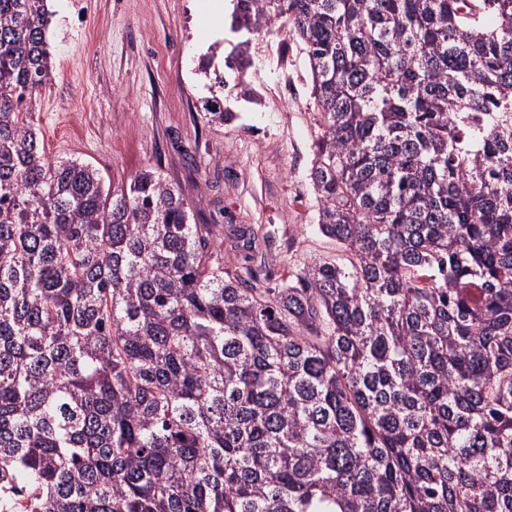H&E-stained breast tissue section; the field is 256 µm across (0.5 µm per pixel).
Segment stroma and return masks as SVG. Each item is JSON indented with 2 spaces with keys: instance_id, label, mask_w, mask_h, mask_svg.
<instances>
[{
  "instance_id": "1",
  "label": "stroma",
  "mask_w": 512,
  "mask_h": 512,
  "mask_svg": "<svg viewBox=\"0 0 512 512\" xmlns=\"http://www.w3.org/2000/svg\"><path fill=\"white\" fill-rule=\"evenodd\" d=\"M52 0L54 79L38 95L33 121L47 156L97 168L122 186L154 166L179 181L199 224L224 231V261L259 274L276 288L305 264L348 265L350 255L317 227L309 187L314 106L306 55L296 41L255 34L250 54L263 58L247 79L259 101L236 100L224 67L232 33L228 17L204 0ZM226 87L208 88L206 72ZM292 90L279 98L280 77ZM219 98L236 114L209 121L205 100Z\"/></svg>"
}]
</instances>
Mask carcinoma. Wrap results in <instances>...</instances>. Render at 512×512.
<instances>
[{"instance_id": "1", "label": "carcinoma", "mask_w": 512, "mask_h": 512, "mask_svg": "<svg viewBox=\"0 0 512 512\" xmlns=\"http://www.w3.org/2000/svg\"><path fill=\"white\" fill-rule=\"evenodd\" d=\"M0 0V512H512V0H234L303 45L319 231L280 288L152 168L55 160Z\"/></svg>"}]
</instances>
